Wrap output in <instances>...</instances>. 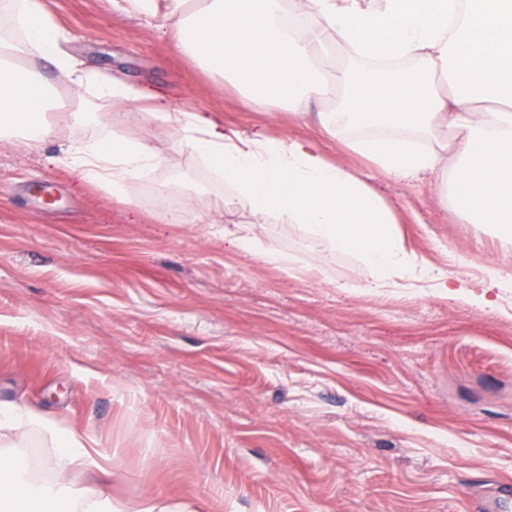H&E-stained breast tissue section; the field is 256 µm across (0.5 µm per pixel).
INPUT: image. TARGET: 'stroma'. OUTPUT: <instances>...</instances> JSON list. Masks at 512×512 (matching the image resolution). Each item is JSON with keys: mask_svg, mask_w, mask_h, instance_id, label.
<instances>
[{"mask_svg": "<svg viewBox=\"0 0 512 512\" xmlns=\"http://www.w3.org/2000/svg\"><path fill=\"white\" fill-rule=\"evenodd\" d=\"M42 3L63 51L145 98L116 108L94 84L77 98L59 86L77 121L36 151L0 143V402L56 427L15 437L22 458L52 473L58 432L84 430L124 512L150 495L169 512H484V492L512 481V247L446 210L448 170L376 187L407 250L465 294L408 277L351 287L353 255L271 216L256 224L151 114L171 103L249 134L314 139L336 164L367 170L321 134L331 99L280 122L154 21L109 0ZM113 134L159 161L152 181L127 184V203L44 161ZM173 169L183 186L169 183ZM218 199L228 230L254 226L294 268L226 247L207 221ZM315 252L318 272L306 268Z\"/></svg>", "mask_w": 512, "mask_h": 512, "instance_id": "1", "label": "stroma"}]
</instances>
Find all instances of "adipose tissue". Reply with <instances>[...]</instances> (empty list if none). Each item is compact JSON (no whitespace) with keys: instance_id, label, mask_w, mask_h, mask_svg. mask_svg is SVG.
Returning <instances> with one entry per match:
<instances>
[{"instance_id":"ef3b65f1","label":"adipose tissue","mask_w":512,"mask_h":512,"mask_svg":"<svg viewBox=\"0 0 512 512\" xmlns=\"http://www.w3.org/2000/svg\"><path fill=\"white\" fill-rule=\"evenodd\" d=\"M120 9L159 21L181 53L217 74L232 72L248 87L247 104H284L298 112L335 96L319 116L328 137L373 165L354 172L327 158L309 139H271L220 128L197 112L163 119L192 152L245 201L258 219L296 224L337 250L354 254L368 288L389 287L394 274L427 277L396 228L391 205L375 178L411 182L451 165V203L466 224L496 228L512 244V0H117ZM26 39L0 36V141L37 143L72 115L46 114L55 90L30 65L54 62L70 91L90 77L65 55L63 34L27 0ZM349 47L346 65L324 67L315 48ZM330 77H323V69ZM449 130L451 138L440 135ZM125 201L129 181H151L158 161L133 136L71 142L59 159ZM48 417L13 404L0 406V512H121L109 495L76 488L71 470L103 473L95 440L64 432L55 477L32 479L9 433L48 428Z\"/></svg>"}]
</instances>
